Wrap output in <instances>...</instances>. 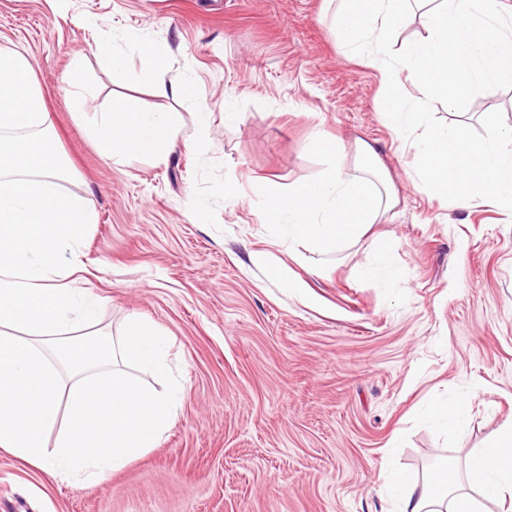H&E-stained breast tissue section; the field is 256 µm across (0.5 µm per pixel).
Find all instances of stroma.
<instances>
[{"instance_id": "obj_1", "label": "stroma", "mask_w": 512, "mask_h": 512, "mask_svg": "<svg viewBox=\"0 0 512 512\" xmlns=\"http://www.w3.org/2000/svg\"><path fill=\"white\" fill-rule=\"evenodd\" d=\"M331 14L326 0H0V46L28 58L72 166L62 187L97 215L67 283L99 300L104 336L131 314L167 336L166 375H131L183 387L159 445L97 486L0 450V512H388L391 472L463 471L512 420V211L459 209L412 183L416 150L383 119L382 76L337 52ZM130 31L169 46L165 76L125 43ZM103 39L128 58L127 81L95 55ZM76 64L87 89L65 82ZM187 74L195 98L173 97L171 81ZM126 96L179 113L174 151L123 165L102 156L87 128ZM487 99L512 126V89L434 113L477 129ZM228 103L237 124L224 122ZM319 129L345 144L346 169L355 139L371 143L399 203L314 275L318 253L289 260L250 200L257 186L321 172L308 154ZM228 185L240 203L225 202ZM383 244L400 270L391 288L365 275ZM280 264L313 303L283 286ZM458 397L470 403L466 427L424 417L427 402Z\"/></svg>"}]
</instances>
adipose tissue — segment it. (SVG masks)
Instances as JSON below:
<instances>
[{"mask_svg": "<svg viewBox=\"0 0 512 512\" xmlns=\"http://www.w3.org/2000/svg\"><path fill=\"white\" fill-rule=\"evenodd\" d=\"M179 119L133 97L113 101L89 128L106 159L157 160ZM68 171L50 133L28 59L0 47V450L47 475L94 486L159 443L178 389L132 381L126 367L165 369L167 338L136 315L117 339L93 333L98 303L61 284L77 270L94 217L86 197L62 191ZM512 500V423L466 461L465 475L395 476L397 512H483L480 498Z\"/></svg>", "mask_w": 512, "mask_h": 512, "instance_id": "ef3b65f1", "label": "adipose tissue"}]
</instances>
